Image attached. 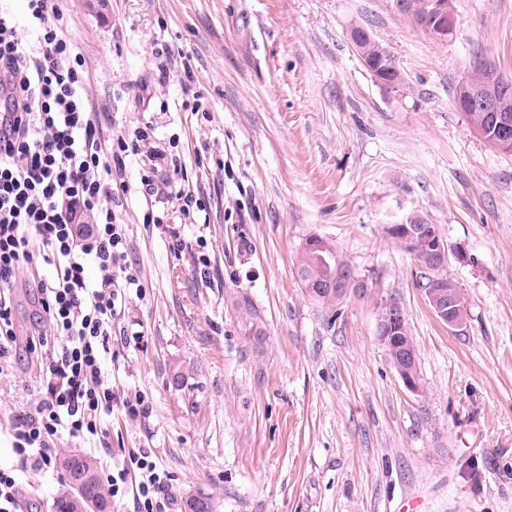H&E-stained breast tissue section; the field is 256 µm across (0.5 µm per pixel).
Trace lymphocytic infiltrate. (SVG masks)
<instances>
[{"label":"lymphocytic infiltrate","instance_id":"1","mask_svg":"<svg viewBox=\"0 0 512 512\" xmlns=\"http://www.w3.org/2000/svg\"><path fill=\"white\" fill-rule=\"evenodd\" d=\"M19 25L0 5V360L15 340L10 293L17 270L41 255L37 289L49 324L43 397L19 418L13 452L52 468L61 433L96 434L112 408L100 380V346L136 277L123 264L125 230L110 206L112 172L149 134L103 146L84 96L85 60L66 32L58 0H26ZM36 33L23 41L24 28ZM92 224L86 238L76 228Z\"/></svg>","mask_w":512,"mask_h":512}]
</instances>
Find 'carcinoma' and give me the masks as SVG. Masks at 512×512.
<instances>
[{"mask_svg": "<svg viewBox=\"0 0 512 512\" xmlns=\"http://www.w3.org/2000/svg\"><path fill=\"white\" fill-rule=\"evenodd\" d=\"M466 117L472 127L481 132L489 143H494L497 133L489 115L484 112H468ZM445 267L444 263L436 267L426 265V268L433 272L429 281L436 282L442 290L455 291L457 286L448 279ZM295 272L300 286L315 301L334 307L348 297L345 290L339 287V280L353 273V269L341 260L336 247L330 241L318 235L313 234L304 239L298 252ZM387 339L390 342V347L386 348L388 352L391 348L398 346L415 348L407 317L404 316L391 323ZM72 462L92 475L97 500L102 503L104 509H110L108 494L94 459L87 455L70 453L62 454L58 458V466L63 471ZM54 509L55 512H85L87 504L79 491L71 485L67 493L57 498Z\"/></svg>", "mask_w": 512, "mask_h": 512, "instance_id": "carcinoma-1", "label": "carcinoma"}]
</instances>
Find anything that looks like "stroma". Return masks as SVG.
Instances as JSON below:
<instances>
[{
    "instance_id": "1",
    "label": "stroma",
    "mask_w": 512,
    "mask_h": 512,
    "mask_svg": "<svg viewBox=\"0 0 512 512\" xmlns=\"http://www.w3.org/2000/svg\"><path fill=\"white\" fill-rule=\"evenodd\" d=\"M453 4L440 41L394 0H62L104 137L153 130L113 174L137 282L103 353L112 412L97 435L56 444L128 470L112 512L139 508L142 449L166 512L199 492L215 512H512V154L454 99L478 58L512 74V0ZM359 23L395 56L401 87L365 66L349 39ZM414 212L453 248L461 328L434 315L428 270L388 232ZM312 234L364 286L334 312L295 274ZM41 267L16 273L0 375V464L20 475L18 512H54L67 490L60 471L11 451L16 416L41 399L27 347L48 330ZM391 293L417 349L415 391L377 336Z\"/></svg>"
}]
</instances>
